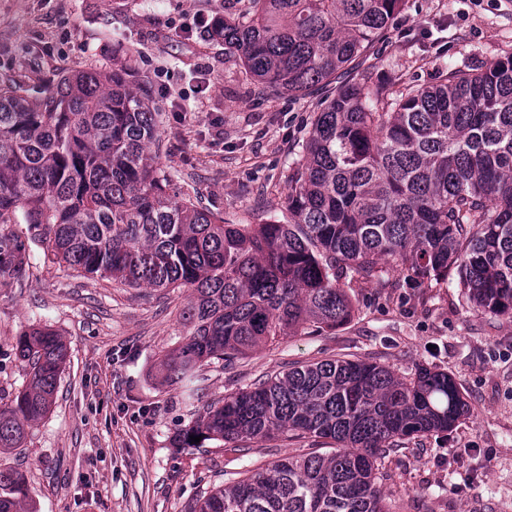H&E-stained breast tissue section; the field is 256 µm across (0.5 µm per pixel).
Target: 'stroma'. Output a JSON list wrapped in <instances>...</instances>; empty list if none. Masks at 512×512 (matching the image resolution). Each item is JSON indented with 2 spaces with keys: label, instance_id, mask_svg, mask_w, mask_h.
I'll return each instance as SVG.
<instances>
[{
  "label": "stroma",
  "instance_id": "stroma-1",
  "mask_svg": "<svg viewBox=\"0 0 512 512\" xmlns=\"http://www.w3.org/2000/svg\"><path fill=\"white\" fill-rule=\"evenodd\" d=\"M224 0H0V77L41 101L65 75L130 65L157 108V165L178 198L229 224L287 223L293 162L336 92L274 93L246 75L200 20ZM512 53V0H405L387 33L344 69L349 83L398 94L443 83L449 65L482 68ZM21 277H0V404L24 387L16 340L50 329L67 344L49 412L20 447L0 451L36 512H191L213 487L277 460L328 453L329 439L279 434L243 451L179 445L210 405L279 372L325 360L377 363L406 378L450 374L469 407L448 432L406 441L383 465L389 512H512V322L478 309L456 269L442 280L400 272L391 285L353 283L352 318L282 336L197 372L193 395L161 361L189 336L184 288H133L46 258L27 225Z\"/></svg>",
  "mask_w": 512,
  "mask_h": 512
}]
</instances>
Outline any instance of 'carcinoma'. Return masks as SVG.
Masks as SVG:
<instances>
[{
	"mask_svg": "<svg viewBox=\"0 0 512 512\" xmlns=\"http://www.w3.org/2000/svg\"><path fill=\"white\" fill-rule=\"evenodd\" d=\"M403 0H224V50L274 92L336 81ZM156 113L120 68L59 79L42 102L0 79V224H26L52 261L136 288L190 290L192 331L162 361L190 383L280 336L347 322V288L398 270L457 268L473 304L512 318V55L446 82L384 89L341 83L294 163L288 223L226 224L174 200L154 165ZM29 380L0 409V449L48 412L66 361L58 334L17 341ZM467 413L456 381L407 379L362 360L290 369L224 398L181 435L184 448L306 435L331 455L288 457L214 488L192 512H388L380 467L403 441L450 431ZM202 441L191 443L190 436ZM24 479L0 471V512H30Z\"/></svg>",
	"mask_w": 512,
	"mask_h": 512,
	"instance_id": "obj_1",
	"label": "carcinoma"
}]
</instances>
